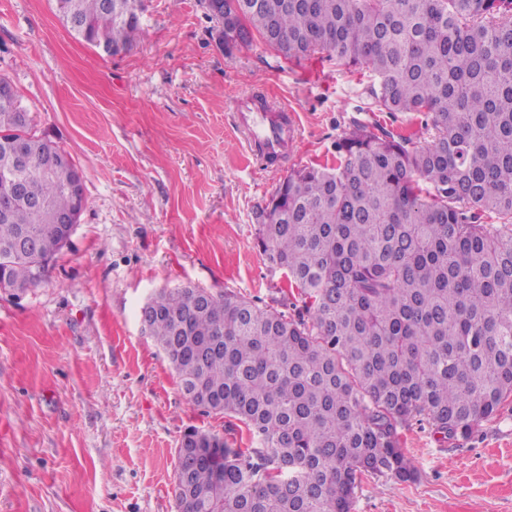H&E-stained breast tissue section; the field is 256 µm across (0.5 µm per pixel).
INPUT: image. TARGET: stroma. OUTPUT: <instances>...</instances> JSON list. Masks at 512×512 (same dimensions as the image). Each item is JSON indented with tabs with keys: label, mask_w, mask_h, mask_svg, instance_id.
<instances>
[{
	"label": "stroma",
	"mask_w": 512,
	"mask_h": 512,
	"mask_svg": "<svg viewBox=\"0 0 512 512\" xmlns=\"http://www.w3.org/2000/svg\"><path fill=\"white\" fill-rule=\"evenodd\" d=\"M144 5L131 48L108 56L51 0H0V78L81 167L86 195L43 282L0 290V512H176L184 432L238 435L183 394L143 306L186 285L273 304L282 281L255 212L289 170L334 165L356 119L427 136L420 115L360 111L369 74L225 49L200 0ZM245 91L295 113L286 166H263L238 133L230 102ZM403 439L416 480L363 477L352 512H512V403L465 441L416 424Z\"/></svg>",
	"instance_id": "stroma-1"
}]
</instances>
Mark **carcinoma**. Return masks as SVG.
Listing matches in <instances>:
<instances>
[{"mask_svg":"<svg viewBox=\"0 0 512 512\" xmlns=\"http://www.w3.org/2000/svg\"><path fill=\"white\" fill-rule=\"evenodd\" d=\"M88 45L128 49L142 0H66ZM224 47L370 71L360 112L425 115L429 142L353 121L330 167L294 168L258 210L256 244L285 278L277 304L163 288L148 332L190 401L245 446L186 431L177 512H352L366 473L412 482L415 421L469 438L512 399V0H224ZM0 103V288L27 290L84 202L45 165L71 154ZM32 155L19 169L11 144ZM28 232L34 249L14 245Z\"/></svg>","mask_w":512,"mask_h":512,"instance_id":"1","label":"carcinoma"}]
</instances>
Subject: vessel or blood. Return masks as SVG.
<instances>
[{
  "instance_id": "1",
  "label": "vessel or blood",
  "mask_w": 512,
  "mask_h": 512,
  "mask_svg": "<svg viewBox=\"0 0 512 512\" xmlns=\"http://www.w3.org/2000/svg\"><path fill=\"white\" fill-rule=\"evenodd\" d=\"M238 127L256 158L264 163L280 161L298 138L294 114L244 95L234 101Z\"/></svg>"
}]
</instances>
